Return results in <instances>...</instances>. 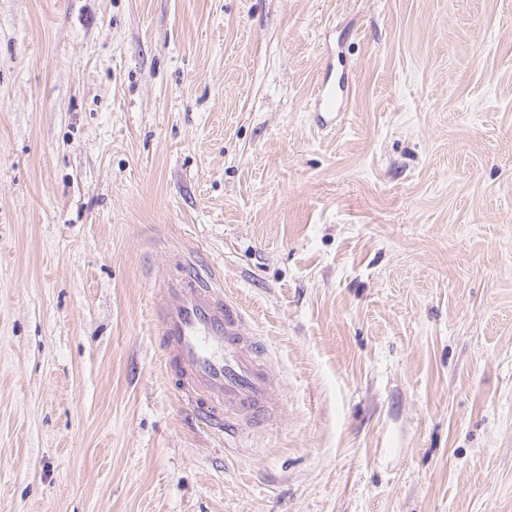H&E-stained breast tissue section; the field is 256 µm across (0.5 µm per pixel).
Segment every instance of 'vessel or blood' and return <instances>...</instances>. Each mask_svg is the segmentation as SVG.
I'll list each match as a JSON object with an SVG mask.
<instances>
[{
  "label": "vessel or blood",
  "mask_w": 512,
  "mask_h": 512,
  "mask_svg": "<svg viewBox=\"0 0 512 512\" xmlns=\"http://www.w3.org/2000/svg\"><path fill=\"white\" fill-rule=\"evenodd\" d=\"M314 105L330 117L348 109L346 95L325 82ZM179 264L183 276L161 285L155 305L165 366L181 396L223 427L224 444L232 448L243 426L259 430L271 419L277 382L265 345L246 328L245 311L190 259Z\"/></svg>",
  "instance_id": "1"
}]
</instances>
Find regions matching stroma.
Masks as SVG:
<instances>
[{"label": "stroma", "instance_id": "35a3bbf8", "mask_svg": "<svg viewBox=\"0 0 512 512\" xmlns=\"http://www.w3.org/2000/svg\"><path fill=\"white\" fill-rule=\"evenodd\" d=\"M180 255L270 349L242 448ZM0 512H512V0H0ZM315 110L320 113V118L326 124L323 115L336 119V114L348 111L347 97L340 86V94L336 95V88L322 82L314 95ZM184 275L164 282L155 305L165 366L203 419L224 425V446L239 448L242 425L262 429L277 408L268 352L247 331L245 311L186 258Z\"/></svg>", "mask_w": 512, "mask_h": 512}]
</instances>
